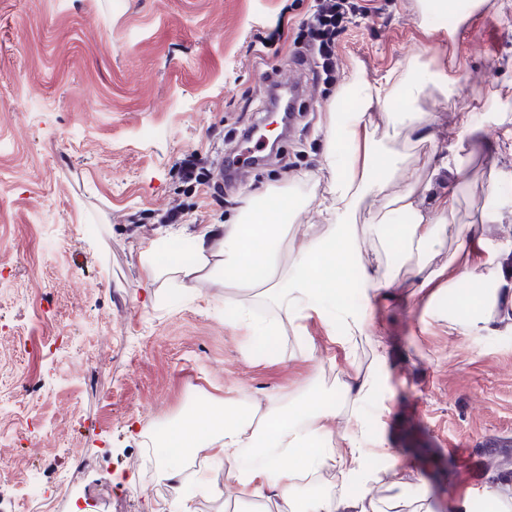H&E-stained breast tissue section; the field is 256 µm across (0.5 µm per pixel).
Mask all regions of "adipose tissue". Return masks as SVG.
<instances>
[{
  "label": "adipose tissue",
  "instance_id": "obj_1",
  "mask_svg": "<svg viewBox=\"0 0 512 512\" xmlns=\"http://www.w3.org/2000/svg\"><path fill=\"white\" fill-rule=\"evenodd\" d=\"M455 85L454 77L416 59L381 81L352 75L326 104L325 169L330 179L325 195L296 185L270 187L229 223L195 225L190 233L194 253L185 261L171 254L176 233L150 239L141 252L143 287L217 282L226 289L224 308L232 314V327L253 333L287 327L300 336L306 321L315 317L328 333L342 331L349 342L370 333L401 264L429 298L445 292L457 296L455 309L446 314L449 332H512V271L492 259L479 265L470 260L478 224L512 218V209L481 215L475 225L455 221L464 161L481 142L482 123L471 113H458L459 137L450 155L420 162L414 154L417 146L436 140L433 122L418 108L420 100L428 88L445 96ZM377 108L386 116L385 126L374 120ZM448 170L455 182H445ZM315 203L322 219L318 231L296 233V214ZM297 235L302 243L296 248L292 241ZM391 236L402 243L396 259L386 246ZM443 253L447 264L433 266ZM465 281L482 282L486 288L459 296ZM354 288L362 296L357 304L348 301ZM260 302L273 309L264 320L256 315ZM339 396L346 414L339 432L331 425L336 411L314 391L300 396L294 409L272 396L265 405L245 410L228 404L183 412L162 435L170 452L161 461V472L174 492H181L183 462L204 448L223 465L226 483L218 485L199 471L198 491L218 499L231 494L237 512H353L359 502L370 512H402L411 500L414 512H432L426 492L412 498L398 483L381 502L366 483L355 502L342 494L300 496L305 474L328 468L347 481L365 468L370 432L360 407L376 400L375 381L356 379Z\"/></svg>",
  "mask_w": 512,
  "mask_h": 512
}]
</instances>
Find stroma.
<instances>
[{"label":"stroma","mask_w":512,"mask_h":512,"mask_svg":"<svg viewBox=\"0 0 512 512\" xmlns=\"http://www.w3.org/2000/svg\"><path fill=\"white\" fill-rule=\"evenodd\" d=\"M340 42L335 82L313 84L293 132L240 182L216 176L244 130L266 115L268 78L295 61L291 40L260 51L277 22L297 27L315 0H0V512H42L20 497L30 472L61 486L60 512H178L172 496L142 492L164 479L147 449L187 408L222 399L295 402L308 388L334 396L356 374L378 378L379 402L361 415L395 456L369 455L377 495L395 480L429 493L433 512L482 485L495 440H512V333L463 336L397 267L396 298L375 335L335 343L309 321L277 349L233 329L224 288L141 285V246L171 229L223 224L249 196L320 173L325 105L353 74L382 80L417 52L436 71L459 62L457 94L421 103L436 130L420 154H449L455 115L512 130V0H485L464 21L422 22L413 0H374ZM196 157L212 174L188 182ZM498 194L480 191L489 163ZM456 221L512 199V147H486L467 164ZM106 341L112 370L96 388L75 371ZM313 341L318 361L299 358Z\"/></svg>","instance_id":"stroma-1"}]
</instances>
